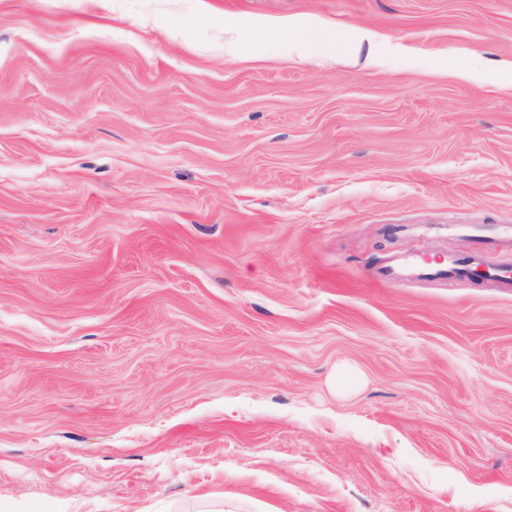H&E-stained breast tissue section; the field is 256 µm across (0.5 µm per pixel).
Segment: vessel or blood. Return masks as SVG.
<instances>
[{
    "mask_svg": "<svg viewBox=\"0 0 512 512\" xmlns=\"http://www.w3.org/2000/svg\"><path fill=\"white\" fill-rule=\"evenodd\" d=\"M483 277L498 283L501 287L512 288V266L508 264L486 267L480 260L479 251L440 260L407 254L397 263L379 267L375 273L378 282L390 284L405 277L419 281H467Z\"/></svg>",
    "mask_w": 512,
    "mask_h": 512,
    "instance_id": "obj_1",
    "label": "vessel or blood"
}]
</instances>
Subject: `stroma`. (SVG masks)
<instances>
[{
    "instance_id": "35a3bbf8",
    "label": "stroma",
    "mask_w": 512,
    "mask_h": 512,
    "mask_svg": "<svg viewBox=\"0 0 512 512\" xmlns=\"http://www.w3.org/2000/svg\"><path fill=\"white\" fill-rule=\"evenodd\" d=\"M511 62L512 0H0V512H512V289L373 279L512 224Z\"/></svg>"
}]
</instances>
